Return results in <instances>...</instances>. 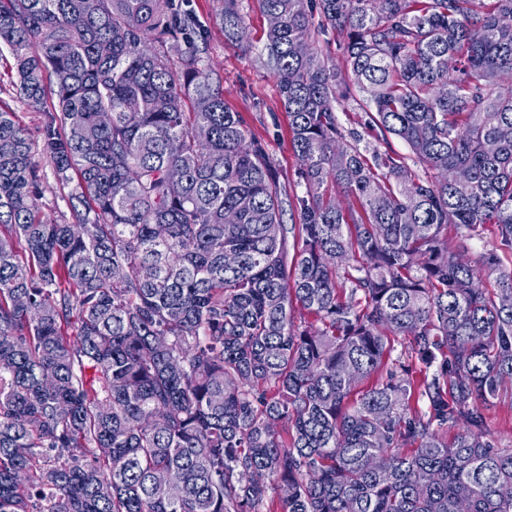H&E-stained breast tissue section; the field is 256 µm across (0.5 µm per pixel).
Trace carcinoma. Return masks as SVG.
Returning <instances> with one entry per match:
<instances>
[{
    "label": "carcinoma",
    "instance_id": "obj_1",
    "mask_svg": "<svg viewBox=\"0 0 512 512\" xmlns=\"http://www.w3.org/2000/svg\"><path fill=\"white\" fill-rule=\"evenodd\" d=\"M258 3L300 194L187 0H0L73 216H40L0 107V512H512L485 415L512 387V270L448 250L494 224L512 253V0ZM351 101L371 147L338 123ZM398 336L419 370L381 374Z\"/></svg>",
    "mask_w": 512,
    "mask_h": 512
}]
</instances>
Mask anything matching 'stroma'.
<instances>
[{"label": "stroma", "instance_id": "stroma-1", "mask_svg": "<svg viewBox=\"0 0 512 512\" xmlns=\"http://www.w3.org/2000/svg\"><path fill=\"white\" fill-rule=\"evenodd\" d=\"M241 3L249 40L236 45L225 40L224 30L215 19L216 0H189L207 38L205 61L221 76L226 106L241 113L252 135L268 153L280 186L289 188L293 185L297 160L290 147L288 115L281 104L275 80L259 63L267 21L256 0H241ZM11 62L10 56L0 57V105L16 113L32 142L36 143L40 140V112L13 92ZM35 159L43 182L38 200L42 215L51 221L71 219L67 199L56 184L49 159L40 153Z\"/></svg>", "mask_w": 512, "mask_h": 512}]
</instances>
